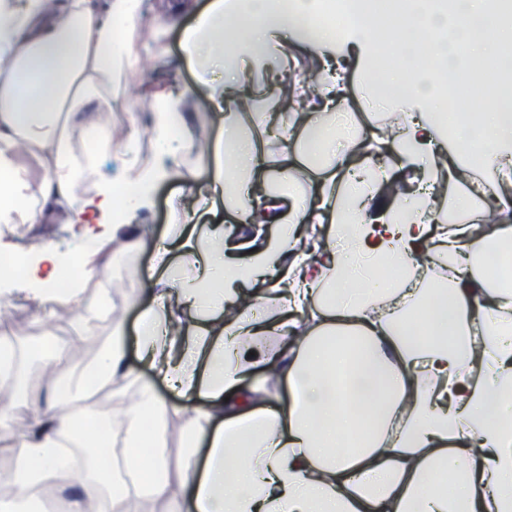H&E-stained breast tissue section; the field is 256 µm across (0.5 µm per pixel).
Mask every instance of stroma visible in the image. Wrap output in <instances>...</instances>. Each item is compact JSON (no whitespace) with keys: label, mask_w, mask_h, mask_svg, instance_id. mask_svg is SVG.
<instances>
[{"label":"stroma","mask_w":512,"mask_h":512,"mask_svg":"<svg viewBox=\"0 0 512 512\" xmlns=\"http://www.w3.org/2000/svg\"><path fill=\"white\" fill-rule=\"evenodd\" d=\"M184 9H176L174 0H143L141 16L137 22V35L133 55L144 56L148 66L141 74L125 76L121 86L112 95V153L102 159L103 175L117 180L126 173L129 149H137L140 158L164 152L165 147L155 140L152 125L157 102L143 94V83L166 90L180 101L184 114L195 127L196 141L205 143L206 151L189 153L183 157L179 181L159 183L154 203L139 213L130 233L141 235L142 246L133 251H120L119 261L97 267L93 281L105 288L112 300V316L100 322L90 334L81 332L74 309L65 315L46 309L37 300L22 293L0 298V317L18 349L21 377L29 392L45 390L50 375L38 355L39 348L52 345L58 336H65L73 352L71 370H79L94 360L101 349L111 341L116 325H124L127 338H134L141 311L150 305L154 282L149 277L154 249L161 241L193 233L196 241H203L210 230V218L187 204L184 185L203 181L214 170L212 145L224 138V124L210 99L209 91L198 80L197 69L184 61L181 50V31L189 24L206 0H183ZM275 105L274 97H266L262 107L244 118L241 134L258 139L260 148L270 166H278L283 158L299 159L304 143L301 136L283 140L271 133L267 112ZM72 227L65 217H55L46 224L23 227L18 239H7L1 245L21 247L34 251L42 243H52L63 253L70 254ZM42 322V340L39 345L30 342L35 322ZM131 376L117 379L112 386L97 392L92 400L93 410L101 411L112 406L115 391H125L136 397L139 385L154 384L161 397H168V389L158 384L154 373L141 362H134Z\"/></svg>","instance_id":"obj_1"}]
</instances>
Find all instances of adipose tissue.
I'll return each instance as SVG.
<instances>
[{"mask_svg": "<svg viewBox=\"0 0 512 512\" xmlns=\"http://www.w3.org/2000/svg\"><path fill=\"white\" fill-rule=\"evenodd\" d=\"M142 0H0V224H44L56 215L75 225L82 263L101 253L146 209L156 182L181 178L176 151L132 158L128 182L140 191L120 198L112 181H92L100 158L101 114L124 68ZM430 0H414L400 24L398 67L376 74V31L358 25L339 35L314 0H208L184 28V59L223 70L210 86L224 112V158L211 179L191 183L196 206L215 211L233 193L242 232L216 229V246L182 243L179 279L161 272L156 304L142 317L137 355L175 395L206 400L183 430L193 465L171 487L165 464L169 405L151 386L124 405L120 425L128 453L122 469L94 463L89 482L118 512H138L127 477L142 495L169 497L175 512H512V266L496 263L512 246V103L490 101L461 134L483 152L488 182L472 176L466 153L447 147L439 122L447 97L434 90L439 68L457 55L468 66L499 59L512 67V24L490 0H457L456 36ZM297 35L323 63L319 100L300 99L286 116V134L319 130L322 181L298 180L296 164L276 175L264 169L253 144L240 137L237 105L261 90L256 71L288 66V37ZM434 60H420L421 41ZM355 53L371 110L397 112L400 125L370 141L337 132L341 58ZM43 168L31 181L21 154ZM416 169V188L382 195L398 166ZM457 222H442L446 204ZM497 219L487 222V211ZM278 227L267 237L264 227ZM23 269L6 289L49 295L66 265L52 245L17 253ZM411 276L382 285L386 266ZM64 299L94 332L109 303L88 289V275L69 277ZM452 299L451 311L439 303ZM280 303L277 319L258 311ZM421 309L416 327L405 324ZM190 314L183 335L172 323ZM280 338L275 351L260 335ZM287 384L288 398L260 408L256 368ZM132 371L122 332L79 377L53 379L34 397L35 415L11 450L9 502L0 512H28L34 496L69 495L75 467L63 450L93 413L90 382L105 386ZM451 471L448 489L435 484Z\"/></svg>", "mask_w": 512, "mask_h": 512, "instance_id": "obj_1", "label": "adipose tissue"}]
</instances>
